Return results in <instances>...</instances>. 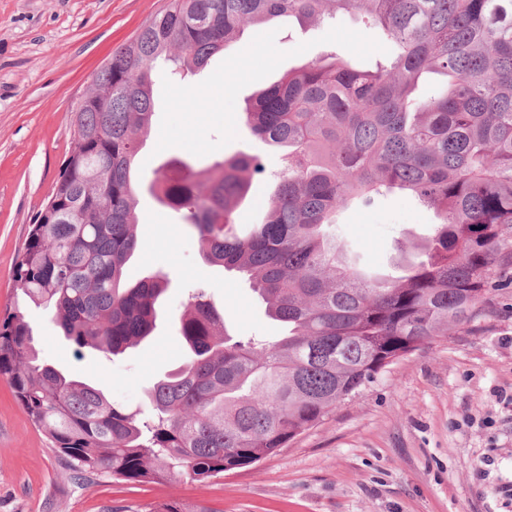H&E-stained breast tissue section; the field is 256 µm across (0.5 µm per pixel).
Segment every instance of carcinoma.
I'll use <instances>...</instances> for the list:
<instances>
[{"label":"carcinoma","mask_w":512,"mask_h":512,"mask_svg":"<svg viewBox=\"0 0 512 512\" xmlns=\"http://www.w3.org/2000/svg\"><path fill=\"white\" fill-rule=\"evenodd\" d=\"M359 15L395 54L373 70L323 53L264 89L250 134L284 151L276 189L239 222L261 156L197 170L173 159L137 184L158 61L182 79L250 25ZM425 73L445 78L417 93ZM68 156L14 270L23 304L0 316V376L80 479L203 482L259 462L322 422L395 361L467 322L512 251V0H170L93 77L71 108ZM197 238L204 262L247 280L282 333L231 337L204 288L177 320L187 357L117 406L39 360L26 307L78 348L118 355L151 336L168 279L134 285L140 186ZM401 192L434 209L403 273L367 267L338 216ZM144 512H214L179 500Z\"/></svg>","instance_id":"carcinoma-1"}]
</instances>
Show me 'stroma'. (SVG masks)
<instances>
[{"label":"stroma","mask_w":512,"mask_h":512,"mask_svg":"<svg viewBox=\"0 0 512 512\" xmlns=\"http://www.w3.org/2000/svg\"><path fill=\"white\" fill-rule=\"evenodd\" d=\"M169 0H0V313L16 299L13 273L35 214L67 156L71 107L112 53L164 11ZM370 68L391 46L353 15L300 29L275 19L246 27L236 43L181 88L158 64L154 116L140 152L145 173L200 151L280 153L242 122L254 94L322 51ZM339 221L370 267L390 271L394 246L425 236L433 210L400 195L353 206ZM139 248L130 279L167 275L156 337L111 358L76 350L50 317L30 310L42 361L103 385L115 404L144 405L148 386L185 350L174 325L187 290L205 284L227 326L242 336L276 328L249 285L206 265L195 237L150 195L140 198ZM512 259L504 258L473 319L401 358L323 422L261 462L205 483L87 484L58 460L9 385L0 379V512H138L178 499L213 512H512L499 491L512 484ZM489 457L487 480L474 470Z\"/></svg>","instance_id":"stroma-1"}]
</instances>
